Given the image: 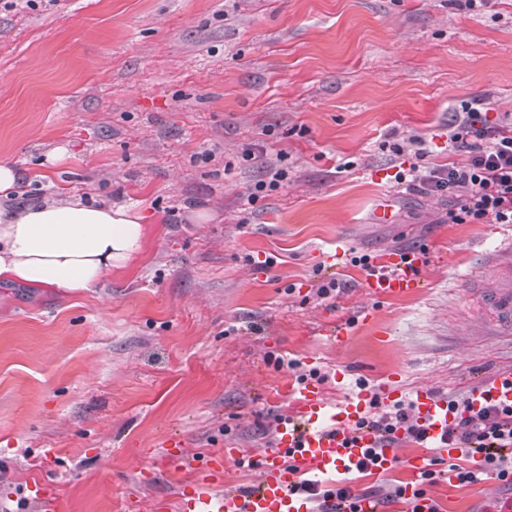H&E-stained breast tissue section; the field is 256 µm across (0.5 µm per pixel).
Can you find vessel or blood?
Instances as JSON below:
<instances>
[{"mask_svg":"<svg viewBox=\"0 0 512 512\" xmlns=\"http://www.w3.org/2000/svg\"><path fill=\"white\" fill-rule=\"evenodd\" d=\"M390 275L373 278L368 286L373 294L397 296L420 288L415 273L417 255L394 254L386 257ZM502 274L497 284L485 294V305L494 324L512 328V250L503 251ZM492 398L512 403V370L498 373L478 385L470 394L473 407ZM369 394H362L341 405L331 404L317 382L301 385L294 396L295 415L277 425L279 446L264 452L261 477L247 492L224 487L220 480L226 462L239 456L238 449L227 448L206 459L204 476L187 486L180 495V512H313L297 484L307 475L349 474L372 447L371 432L355 430L354 424L365 413ZM416 406L420 423L429 437L436 438L448 428V405L430 390H419Z\"/></svg>","mask_w":512,"mask_h":512,"instance_id":"vessel-or-blood-1","label":"vessel or blood"}]
</instances>
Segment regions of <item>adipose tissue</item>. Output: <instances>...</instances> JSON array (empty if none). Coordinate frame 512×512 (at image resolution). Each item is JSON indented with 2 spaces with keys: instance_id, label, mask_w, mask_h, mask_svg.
I'll return each instance as SVG.
<instances>
[{
  "instance_id": "1",
  "label": "adipose tissue",
  "mask_w": 512,
  "mask_h": 512,
  "mask_svg": "<svg viewBox=\"0 0 512 512\" xmlns=\"http://www.w3.org/2000/svg\"><path fill=\"white\" fill-rule=\"evenodd\" d=\"M148 231L133 206L78 195L0 208V282L93 290L140 255Z\"/></svg>"
}]
</instances>
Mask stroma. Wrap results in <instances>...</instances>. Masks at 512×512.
Returning a JSON list of instances; mask_svg holds the SVG:
<instances>
[{"instance_id": "35a3bbf8", "label": "stroma", "mask_w": 512, "mask_h": 512, "mask_svg": "<svg viewBox=\"0 0 512 512\" xmlns=\"http://www.w3.org/2000/svg\"><path fill=\"white\" fill-rule=\"evenodd\" d=\"M512 113V0H38L0 9V159L22 205L78 194L131 204L141 259L62 294L0 283V512H150L189 458L236 448L253 485L275 416L294 410L277 356L343 370L339 403L392 385L469 392L512 366L480 287L512 224H451L447 196L396 183L392 143L457 156L448 128ZM265 144L245 162L243 148ZM288 179L248 202L263 162ZM389 211L379 221L378 208ZM381 265L426 244L417 292L379 297L337 240ZM335 277L343 291L315 295ZM346 331L336 346L322 332ZM44 485L46 500L29 487ZM442 512H485L495 479L440 478Z\"/></svg>"}]
</instances>
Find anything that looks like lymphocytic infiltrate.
Wrapping results in <instances>:
<instances>
[{"label":"lymphocytic infiltrate","mask_w":512,"mask_h":512,"mask_svg":"<svg viewBox=\"0 0 512 512\" xmlns=\"http://www.w3.org/2000/svg\"><path fill=\"white\" fill-rule=\"evenodd\" d=\"M449 145L457 159L448 166L423 165L425 150H417L416 160L409 167L399 168L398 183L424 195L451 194L455 201L447 213L451 224H480L491 220L512 224V121L491 123L479 108L460 116L448 134ZM448 411L453 420L445 435L433 441L415 416L413 401L383 403L372 398L366 414L356 424L369 430L374 445L365 449L357 471L372 474L385 461V451L400 443L422 446L436 445L417 479L416 495L428 498L430 489L443 471L453 472L458 483L472 484L483 476H494L503 494L512 495V405L486 403L473 408L468 396L449 398ZM460 448L461 462L447 463L443 449ZM299 489L325 512L328 503H335L336 512H360L362 499L371 498L391 505L402 502L404 487L400 484L357 490L339 479L321 485L302 480Z\"/></svg>","instance_id":"1"}]
</instances>
